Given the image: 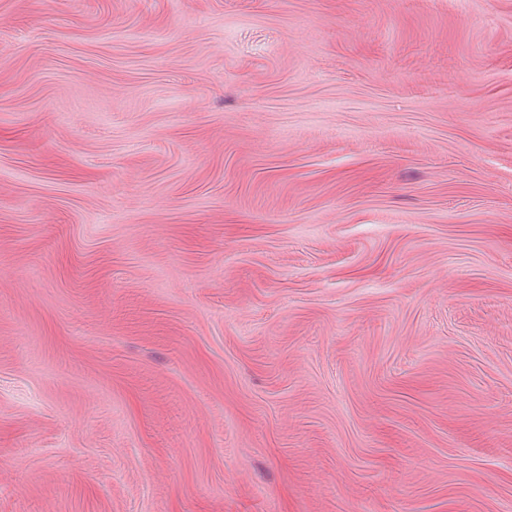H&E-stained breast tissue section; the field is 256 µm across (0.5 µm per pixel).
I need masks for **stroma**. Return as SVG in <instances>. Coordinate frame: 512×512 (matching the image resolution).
Returning a JSON list of instances; mask_svg holds the SVG:
<instances>
[{"mask_svg":"<svg viewBox=\"0 0 512 512\" xmlns=\"http://www.w3.org/2000/svg\"><path fill=\"white\" fill-rule=\"evenodd\" d=\"M0 512H512V0H0Z\"/></svg>","mask_w":512,"mask_h":512,"instance_id":"1","label":"stroma"}]
</instances>
